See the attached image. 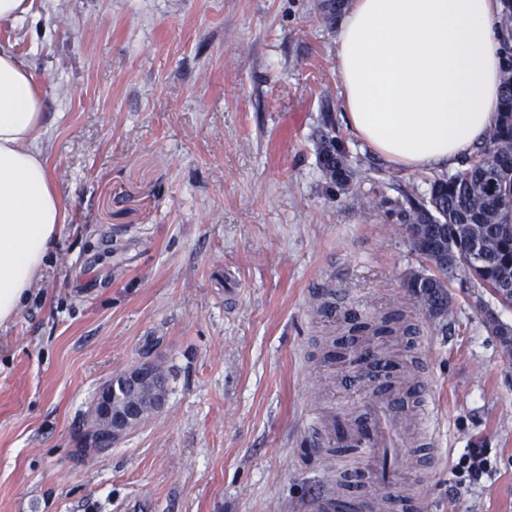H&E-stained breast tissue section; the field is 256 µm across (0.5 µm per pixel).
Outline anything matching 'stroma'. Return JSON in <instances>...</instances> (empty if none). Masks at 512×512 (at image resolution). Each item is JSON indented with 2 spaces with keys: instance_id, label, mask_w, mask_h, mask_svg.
<instances>
[{
  "instance_id": "stroma-1",
  "label": "stroma",
  "mask_w": 512,
  "mask_h": 512,
  "mask_svg": "<svg viewBox=\"0 0 512 512\" xmlns=\"http://www.w3.org/2000/svg\"><path fill=\"white\" fill-rule=\"evenodd\" d=\"M320 0H34L0 23L47 102L41 146L67 214L14 322L0 327V512H317L320 480L355 468L315 428L373 402L321 340L325 292L359 313L401 307L422 338V404L404 462L424 512H512V358L448 281L433 318L404 286L422 268L378 201L425 191L343 139L354 194L326 191L314 137L340 116L335 24ZM167 370L166 405L123 442L84 453L98 388L140 361ZM321 381L320 396L310 384ZM492 474L456 488L467 448Z\"/></svg>"
}]
</instances>
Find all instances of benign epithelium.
I'll return each mask as SVG.
<instances>
[{
  "label": "benign epithelium",
  "mask_w": 512,
  "mask_h": 512,
  "mask_svg": "<svg viewBox=\"0 0 512 512\" xmlns=\"http://www.w3.org/2000/svg\"><path fill=\"white\" fill-rule=\"evenodd\" d=\"M486 321L503 353L511 356L512 327L494 313ZM165 403L166 390L161 387L160 368L157 363L146 360L116 374L100 387L92 417L112 434V442L117 444L139 428L147 415L162 410Z\"/></svg>",
  "instance_id": "1"
}]
</instances>
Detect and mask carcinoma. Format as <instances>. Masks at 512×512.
I'll return each instance as SVG.
<instances>
[{
    "mask_svg": "<svg viewBox=\"0 0 512 512\" xmlns=\"http://www.w3.org/2000/svg\"><path fill=\"white\" fill-rule=\"evenodd\" d=\"M346 0H321L323 18L333 21ZM499 25L504 53V78L498 118L489 142L462 167L429 180V189L419 200L405 189L406 202L383 197L378 205L408 231L413 250L428 263L437 261L431 243L448 253L445 276L433 270L413 273L405 287L422 299L426 310L449 308L447 278L459 273L484 289L498 304L512 306V0H503ZM317 163L326 178L327 191L353 192L358 172L349 164L347 146L336 135L333 116L323 118L315 143ZM402 316L368 315L350 324L332 340L331 358L350 362L349 345L356 337H375L400 329Z\"/></svg>",
    "mask_w": 512,
    "mask_h": 512,
    "instance_id": "carcinoma-1",
    "label": "carcinoma"
}]
</instances>
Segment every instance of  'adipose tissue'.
<instances>
[{"label": "adipose tissue", "mask_w": 512, "mask_h": 512, "mask_svg": "<svg viewBox=\"0 0 512 512\" xmlns=\"http://www.w3.org/2000/svg\"><path fill=\"white\" fill-rule=\"evenodd\" d=\"M500 0H350L335 44L347 130L387 166H458L497 120ZM39 75L0 50V325L12 322L67 212L38 141Z\"/></svg>", "instance_id": "adipose-tissue-1"}]
</instances>
